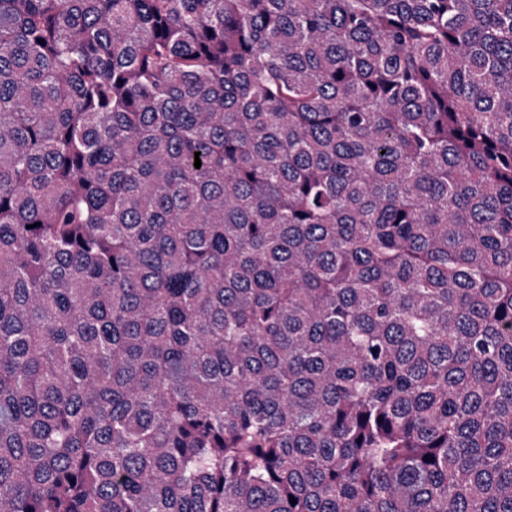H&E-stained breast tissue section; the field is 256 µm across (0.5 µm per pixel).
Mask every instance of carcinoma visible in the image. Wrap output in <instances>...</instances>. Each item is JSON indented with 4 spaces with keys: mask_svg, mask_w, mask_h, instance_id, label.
<instances>
[{
    "mask_svg": "<svg viewBox=\"0 0 512 512\" xmlns=\"http://www.w3.org/2000/svg\"><path fill=\"white\" fill-rule=\"evenodd\" d=\"M0 512H512V0H0Z\"/></svg>",
    "mask_w": 512,
    "mask_h": 512,
    "instance_id": "obj_1",
    "label": "carcinoma"
}]
</instances>
